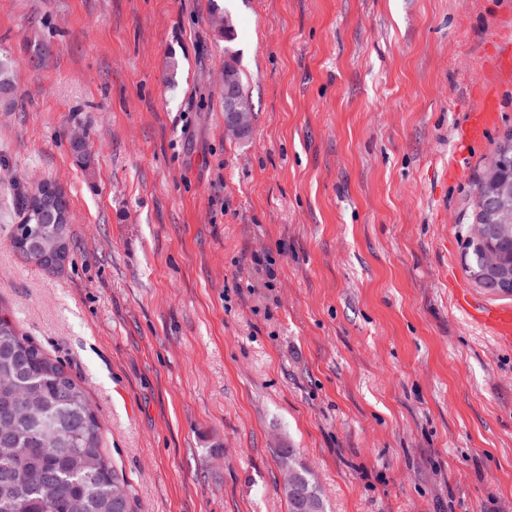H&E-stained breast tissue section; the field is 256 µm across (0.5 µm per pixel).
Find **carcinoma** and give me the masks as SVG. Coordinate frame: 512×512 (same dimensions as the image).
<instances>
[{"label": "carcinoma", "mask_w": 512, "mask_h": 512, "mask_svg": "<svg viewBox=\"0 0 512 512\" xmlns=\"http://www.w3.org/2000/svg\"><path fill=\"white\" fill-rule=\"evenodd\" d=\"M211 15L216 31L231 42L233 20L217 4ZM14 61L0 54V110L14 108ZM498 164L486 170L476 187L474 220L512 225V196L503 206L487 210L481 192L512 189V132L497 150ZM22 220L11 237L13 247L38 266L43 261L33 242L69 225L57 223L70 211L68 197L16 195ZM469 271L481 275L485 245L472 241ZM297 487L308 497L312 512H325L318 485L288 449ZM115 469L101 446L98 421L85 389L57 360L20 333L13 320L0 315V512H134L131 497L114 481Z\"/></svg>", "instance_id": "1"}]
</instances>
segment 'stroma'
I'll return each mask as SVG.
<instances>
[{"label": "stroma", "mask_w": 512, "mask_h": 512, "mask_svg": "<svg viewBox=\"0 0 512 512\" xmlns=\"http://www.w3.org/2000/svg\"><path fill=\"white\" fill-rule=\"evenodd\" d=\"M218 3L239 136L209 0H0V309L85 388L135 512H288L282 448L327 512H512V344L453 297L512 310L466 259L512 132V0ZM45 179L70 200L56 271L10 241ZM14 71V61L0 53V110L9 111L15 106ZM222 88L224 89V120L227 128L237 132L245 131L247 129L245 117L250 110V105L237 96L232 77L228 73H224ZM493 111L490 102L484 103L481 107L473 112H470L466 121V126L459 134V141L457 142L456 152L454 156L448 161V168L450 170H457L460 167V162L465 158L467 147L475 138H477L490 123L489 112Z\"/></svg>", "instance_id": "1"}]
</instances>
